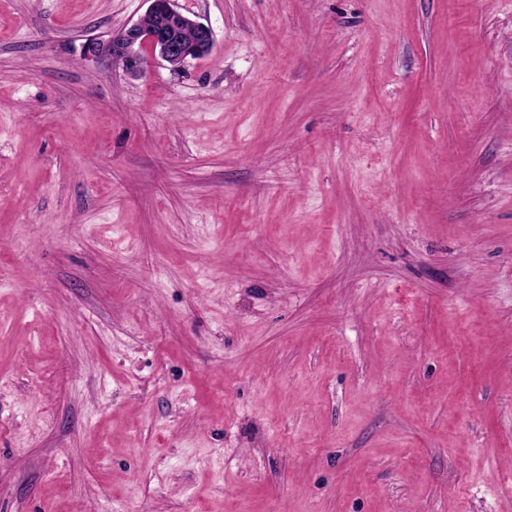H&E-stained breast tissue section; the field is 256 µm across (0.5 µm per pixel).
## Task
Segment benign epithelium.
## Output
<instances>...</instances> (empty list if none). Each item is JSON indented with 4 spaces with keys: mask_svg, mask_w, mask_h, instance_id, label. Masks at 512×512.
<instances>
[{
    "mask_svg": "<svg viewBox=\"0 0 512 512\" xmlns=\"http://www.w3.org/2000/svg\"><path fill=\"white\" fill-rule=\"evenodd\" d=\"M148 13L156 17V24L144 27L135 23L123 31L113 35L106 41L92 39L84 45V56L97 58L107 53L121 59L126 68L132 72L142 69L145 59L140 49L148 47L166 62L181 61L195 58L208 52L214 45L212 29L180 11L175 0H147ZM189 27L195 33L194 49H186L179 33Z\"/></svg>",
    "mask_w": 512,
    "mask_h": 512,
    "instance_id": "7a95c632",
    "label": "benign epithelium"
}]
</instances>
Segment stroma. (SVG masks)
Returning <instances> with one entry per match:
<instances>
[{
	"instance_id": "1",
	"label": "stroma",
	"mask_w": 512,
	"mask_h": 512,
	"mask_svg": "<svg viewBox=\"0 0 512 512\" xmlns=\"http://www.w3.org/2000/svg\"><path fill=\"white\" fill-rule=\"evenodd\" d=\"M0 0V512H512V0ZM147 2H149L147 13L155 16L157 20L154 26L144 27L141 23H135L112 35L106 41L92 39L84 45V56L97 58L107 53L113 58L123 60L128 70L137 72L142 69L145 62L140 53V49L145 46L164 61L168 63L181 61V64L188 58H196L199 54L212 49L214 45L212 29L180 11L175 0H147ZM186 27L191 28L195 33V46L191 52H188L181 39L188 43L194 40L192 30H182Z\"/></svg>"
}]
</instances>
